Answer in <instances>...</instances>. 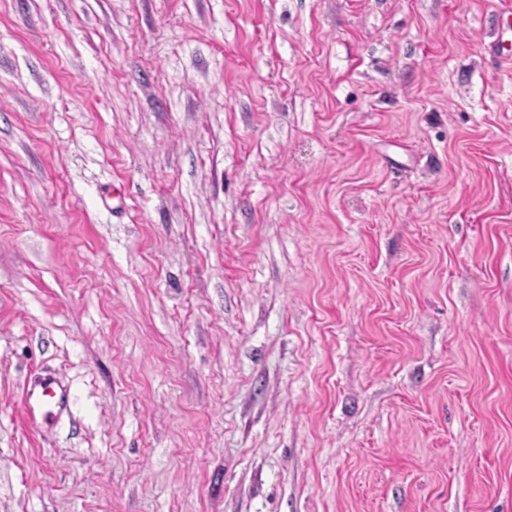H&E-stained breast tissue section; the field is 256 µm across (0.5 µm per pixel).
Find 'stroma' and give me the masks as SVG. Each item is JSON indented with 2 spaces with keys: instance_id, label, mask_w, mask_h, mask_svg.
<instances>
[{
  "instance_id": "stroma-1",
  "label": "stroma",
  "mask_w": 512,
  "mask_h": 512,
  "mask_svg": "<svg viewBox=\"0 0 512 512\" xmlns=\"http://www.w3.org/2000/svg\"><path fill=\"white\" fill-rule=\"evenodd\" d=\"M501 3L0 0V512H512ZM69 400L68 393L50 376L40 377L26 393V407L30 415L39 417L42 423L51 422L57 412L63 409Z\"/></svg>"
}]
</instances>
